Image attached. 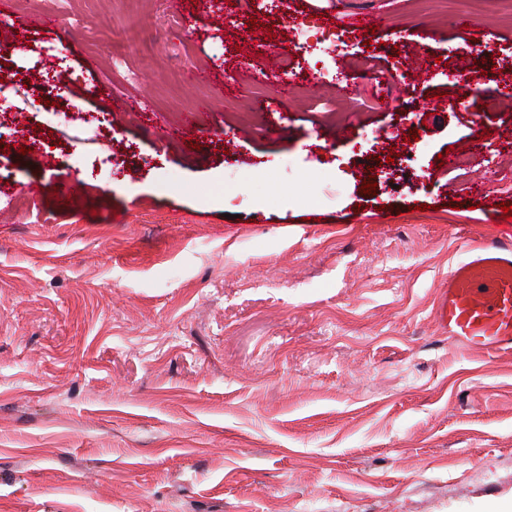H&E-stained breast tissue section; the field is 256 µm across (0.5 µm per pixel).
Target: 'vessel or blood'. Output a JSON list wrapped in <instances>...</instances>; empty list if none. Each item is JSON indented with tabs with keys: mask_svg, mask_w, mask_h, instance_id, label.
Listing matches in <instances>:
<instances>
[{
	"mask_svg": "<svg viewBox=\"0 0 512 512\" xmlns=\"http://www.w3.org/2000/svg\"><path fill=\"white\" fill-rule=\"evenodd\" d=\"M434 317L458 348L512 350V237L491 235L450 268L439 286Z\"/></svg>",
	"mask_w": 512,
	"mask_h": 512,
	"instance_id": "b4317fda",
	"label": "vessel or blood"
}]
</instances>
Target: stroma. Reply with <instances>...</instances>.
<instances>
[{"mask_svg": "<svg viewBox=\"0 0 512 512\" xmlns=\"http://www.w3.org/2000/svg\"><path fill=\"white\" fill-rule=\"evenodd\" d=\"M357 12L378 28L348 50L295 34ZM40 16L67 19V38ZM132 23L141 52L113 59ZM474 28L486 53L466 50ZM283 51L284 96L263 66ZM511 85L512 9L490 0H12L0 512L511 498L512 353L449 347L434 319L450 264L512 233ZM198 110L199 147L158 141ZM479 128L484 148L457 168L447 148ZM46 158L79 169V209Z\"/></svg>", "mask_w": 512, "mask_h": 512, "instance_id": "35a3bbf8", "label": "stroma"}]
</instances>
